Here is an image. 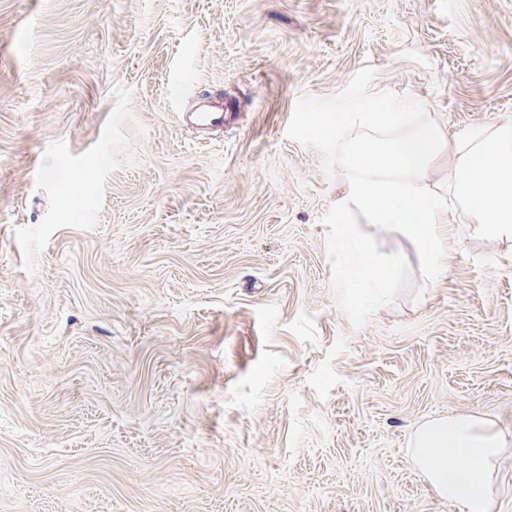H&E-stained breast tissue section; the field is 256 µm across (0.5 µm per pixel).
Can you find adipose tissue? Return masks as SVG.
<instances>
[{
    "instance_id": "adipose-tissue-1",
    "label": "adipose tissue",
    "mask_w": 512,
    "mask_h": 512,
    "mask_svg": "<svg viewBox=\"0 0 512 512\" xmlns=\"http://www.w3.org/2000/svg\"><path fill=\"white\" fill-rule=\"evenodd\" d=\"M511 447L512 430L476 412L426 421L411 455L434 494L457 512H492L500 463Z\"/></svg>"
}]
</instances>
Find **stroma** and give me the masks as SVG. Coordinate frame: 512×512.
<instances>
[{"label":"stroma","mask_w":512,"mask_h":512,"mask_svg":"<svg viewBox=\"0 0 512 512\" xmlns=\"http://www.w3.org/2000/svg\"><path fill=\"white\" fill-rule=\"evenodd\" d=\"M445 136L512 122V0H0V512H456L424 420L512 429V244L353 327L286 137L363 67ZM221 95L194 143L172 94ZM422 288L413 299L414 288Z\"/></svg>","instance_id":"stroma-1"}]
</instances>
